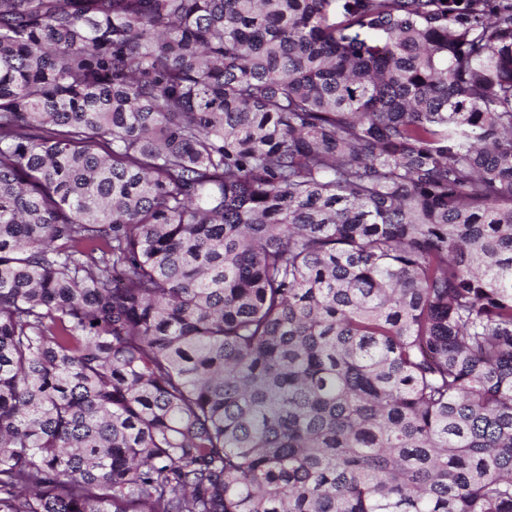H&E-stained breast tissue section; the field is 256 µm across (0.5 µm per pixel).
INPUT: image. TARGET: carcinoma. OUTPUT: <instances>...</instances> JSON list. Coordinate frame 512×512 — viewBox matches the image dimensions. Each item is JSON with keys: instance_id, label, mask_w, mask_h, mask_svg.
<instances>
[{"instance_id": "1", "label": "carcinoma", "mask_w": 512, "mask_h": 512, "mask_svg": "<svg viewBox=\"0 0 512 512\" xmlns=\"http://www.w3.org/2000/svg\"><path fill=\"white\" fill-rule=\"evenodd\" d=\"M0 512H512V0H0Z\"/></svg>"}]
</instances>
